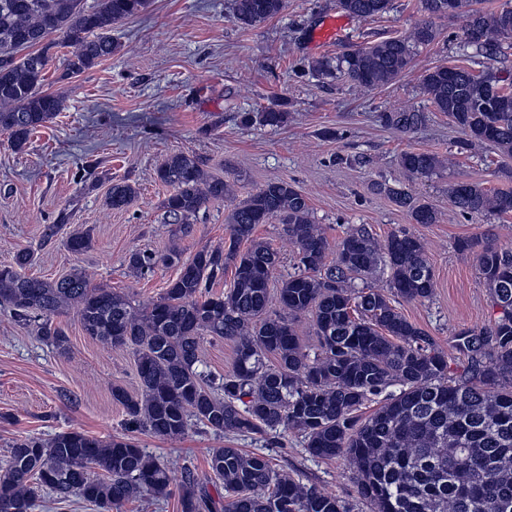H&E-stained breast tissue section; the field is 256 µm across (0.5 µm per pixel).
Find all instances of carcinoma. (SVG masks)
I'll return each mask as SVG.
<instances>
[{"instance_id":"obj_1","label":"carcinoma","mask_w":512,"mask_h":512,"mask_svg":"<svg viewBox=\"0 0 512 512\" xmlns=\"http://www.w3.org/2000/svg\"><path fill=\"white\" fill-rule=\"evenodd\" d=\"M392 0H338L348 16L367 19L391 9ZM287 0H237L235 18L255 26L281 14ZM150 0H0V131L22 149L30 134L50 123L64 99L43 90L49 52L59 35L72 47L66 75L75 77L111 57L119 45L112 27L144 12ZM429 16L463 19L465 44L489 58L512 48V3L486 9L481 0H423ZM439 31L429 20L410 32L363 45H348L322 57L311 71L323 78L342 74L363 89L397 82L420 47ZM421 92L448 116L466 145L491 146L512 156V81L491 66H436L426 70ZM391 128L409 133L427 120L418 109L383 113ZM280 127L288 112L268 107L244 122ZM444 160L407 150L399 167L428 178ZM156 179L172 188L163 202L172 223L186 232L189 220L209 202L230 199L228 181L211 174L196 155L174 152L157 167ZM377 189L404 207L416 224H436L438 212L409 193L384 184ZM137 189L111 186L107 203L127 207ZM448 198L466 216L512 215V191L458 182ZM276 220L295 249L296 272L275 283L279 253L252 239L256 225ZM230 244L203 247L183 258L175 247L155 256L133 251L128 265L143 273L157 263L178 268L159 298L146 305L110 288L93 286L82 270L58 279L29 277L26 250L12 272L0 274V305L19 322L40 316L41 338L60 353L65 331L52 318L74 311L86 335L136 356L140 393L119 387L112 398L138 429L178 438L194 422L217 436L271 431L294 434L314 458H350L360 493L377 512H512V250L474 237L457 239L459 251L477 250L482 280L500 315L488 328L467 329L454 348L467 356L463 373L450 377L448 355L397 308V300L432 298L435 276L420 237L393 233L378 243L363 227L331 243L312 221L307 196L292 184L270 181L231 204L225 217ZM244 241L250 242L240 249ZM67 247H91L87 231H75ZM230 288L207 289L226 269ZM362 281V285L355 281ZM313 317L319 351L305 354L295 320ZM206 336L234 343L233 366L223 374L199 369ZM275 362L269 363L268 356ZM396 391H391V388ZM386 394L369 417L356 411ZM209 482L187 465L161 461L130 438L104 440L79 430L49 439L18 438L0 467V512H33L37 491L59 502L73 497L99 512H121L143 495L172 493L173 474L181 512H347L335 494L305 485L276 470L271 461L239 448L215 449ZM224 488V505L208 485Z\"/></svg>"}]
</instances>
